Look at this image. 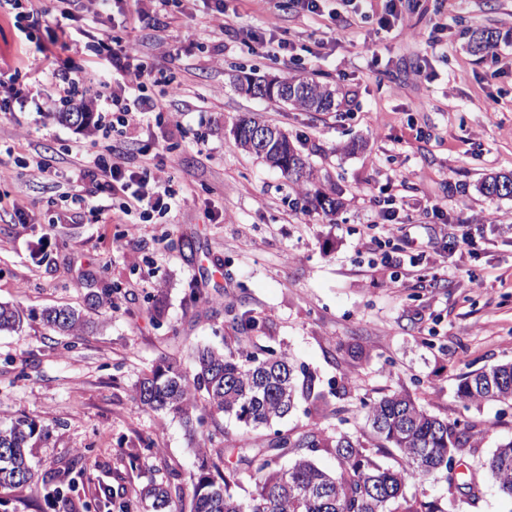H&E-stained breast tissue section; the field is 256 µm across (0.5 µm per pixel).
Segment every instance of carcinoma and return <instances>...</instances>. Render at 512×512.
Returning a JSON list of instances; mask_svg holds the SVG:
<instances>
[{
	"mask_svg": "<svg viewBox=\"0 0 512 512\" xmlns=\"http://www.w3.org/2000/svg\"><path fill=\"white\" fill-rule=\"evenodd\" d=\"M496 32H474L471 50L484 52L492 47ZM276 82L275 89H295L287 98L275 92L268 100L307 112H330L335 89L306 77L257 80L238 78L237 89L245 93L244 83L255 86ZM258 116H241L232 133L235 145L279 169L288 182L311 197L314 207L334 214L342 201L317 184L310 162L283 134L273 154L263 155L249 143L246 128ZM489 199L512 197V174H489L479 186ZM233 326L247 336L259 327L250 311L235 312L230 306ZM38 320L51 335L79 336L90 320L69 306L46 307L27 312L9 303H0V333L19 331L24 321ZM312 379L297 386V370L288 353L260 357L246 347L228 354L199 346L192 354V369L176 361L164 360L154 366L135 388L138 406L163 412L180 419L190 431L202 424L196 416L199 403L212 415H228L246 428L257 430L282 420L295 407L297 393L309 397ZM458 396L468 403L499 401L512 405V363L493 366L466 376ZM370 435L307 428L283 434L276 430L265 439V450L236 448L229 444L228 433L220 426L208 434L209 447L198 449L197 471L190 477L192 512H443L436 501H424L405 493L408 481L448 469V461L461 453L474 439L468 426H460L424 410L407 392H398L364 404ZM43 436V427L35 419L20 415L7 424L0 423V490L16 489L33 477L31 442ZM398 453L396 465L381 458ZM325 451L337 462L336 473L318 468L312 454ZM292 453L295 460L284 470L278 459ZM81 454L52 476L56 485H70L83 473ZM488 477L499 491L512 499V440L499 444L484 463ZM249 484L246 499L235 489ZM150 512H179L170 483L151 481L139 494Z\"/></svg>",
	"mask_w": 512,
	"mask_h": 512,
	"instance_id": "obj_1",
	"label": "carcinoma"
}]
</instances>
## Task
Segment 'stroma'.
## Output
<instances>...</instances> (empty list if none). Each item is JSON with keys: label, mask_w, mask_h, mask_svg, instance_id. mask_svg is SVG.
I'll return each instance as SVG.
<instances>
[{"label": "stroma", "mask_w": 512, "mask_h": 512, "mask_svg": "<svg viewBox=\"0 0 512 512\" xmlns=\"http://www.w3.org/2000/svg\"><path fill=\"white\" fill-rule=\"evenodd\" d=\"M335 16L313 17L297 0H224L231 29L209 27L214 0H172L113 38L129 42L140 63L179 83L166 96L152 82L111 72V48L94 52L76 35L77 66L105 71L106 85L85 83L60 97L49 73L19 63L20 50L48 43L46 26L0 8V302L38 311L84 307L88 291L112 289V306L92 311V332L70 345L48 340L38 322L0 335V418L21 414L47 431L33 449L37 474L11 499L15 512H61L49 477L88 449L85 472L64 497L75 512H120L151 479L177 487L190 507L194 450L202 434L224 427L255 442L265 429L202 412L196 435L171 416L133 400L137 381L162 359L189 364L193 349L287 352L311 372L331 404L317 416L299 397L276 422L281 431L341 424L365 427V402L409 392L430 414L468 425L472 447L453 478L409 483L408 494L445 512H512L482 462L512 439V408L457 396L467 373L512 363V198L488 199L485 174H512V0H407L388 29L385 0H331ZM264 28L273 44L251 42ZM496 31L494 45L472 52L475 31ZM291 45L298 76L336 85L332 112H306L245 97L236 76H283L277 42ZM137 106L158 101L178 126L131 129L115 119L82 130L56 115L106 96ZM261 114L288 133L343 202L315 210L279 170L238 149L237 116ZM114 146L132 165L173 164L178 205L140 223H95L92 207L110 195L79 173L82 161ZM55 157L54 175L34 167ZM408 220L395 237L378 223L389 202ZM469 236L465 250L449 242ZM200 288L206 300L189 299ZM162 312H155V303ZM252 311L260 326L240 339L227 306ZM156 450H143V440Z\"/></svg>", "instance_id": "1"}]
</instances>
